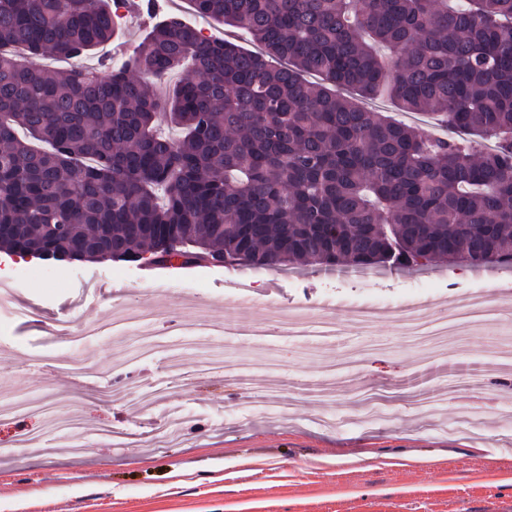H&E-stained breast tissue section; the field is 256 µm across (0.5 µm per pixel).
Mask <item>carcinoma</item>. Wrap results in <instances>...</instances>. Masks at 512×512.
<instances>
[{"label":"carcinoma","instance_id":"obj_1","mask_svg":"<svg viewBox=\"0 0 512 512\" xmlns=\"http://www.w3.org/2000/svg\"><path fill=\"white\" fill-rule=\"evenodd\" d=\"M191 2L261 51L168 16L120 65L49 70L38 59L112 39L111 0H0L1 251L167 268L512 261V0ZM160 112L181 139L154 132ZM360 105L363 106L368 112H382L386 115L392 116L394 119L419 125L424 128L426 127V121L431 122V119L427 114H410L400 111L397 102L391 98L360 100Z\"/></svg>","mask_w":512,"mask_h":512}]
</instances>
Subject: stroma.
<instances>
[{"instance_id": "stroma-1", "label": "stroma", "mask_w": 512, "mask_h": 512, "mask_svg": "<svg viewBox=\"0 0 512 512\" xmlns=\"http://www.w3.org/2000/svg\"><path fill=\"white\" fill-rule=\"evenodd\" d=\"M163 14L244 49L257 43L195 14L190 0H156L125 17L119 39L82 58L96 67L124 55ZM29 280L0 282V406L19 392L44 398L48 413L22 425H0V512H512V368L494 363L512 327L482 329L480 344L458 338L451 350L426 351L380 319L326 343L218 336L184 349L175 369L164 355L136 359L127 336L61 338L60 320L108 319L113 304L146 305L175 320L209 319L243 328L261 319L265 303L302 306L345 318L359 303L406 298L414 280L464 305L469 293L512 309V267L469 268L435 263L395 271L260 269L237 264L172 269L146 276L124 262H38ZM251 282L247 302L229 293ZM83 355L86 372L63 366L58 353ZM251 360L250 380L266 378L257 362L272 357L280 371L278 402L268 409L234 377L205 370L206 357ZM176 387L173 406L194 413L181 445H160L146 412L124 394L128 384ZM480 377L493 400L449 395L448 381ZM388 397L383 413L356 407L354 385ZM427 395L434 411L413 407ZM42 433L23 448L17 429ZM104 429L127 434L122 447L100 439Z\"/></svg>"}]
</instances>
